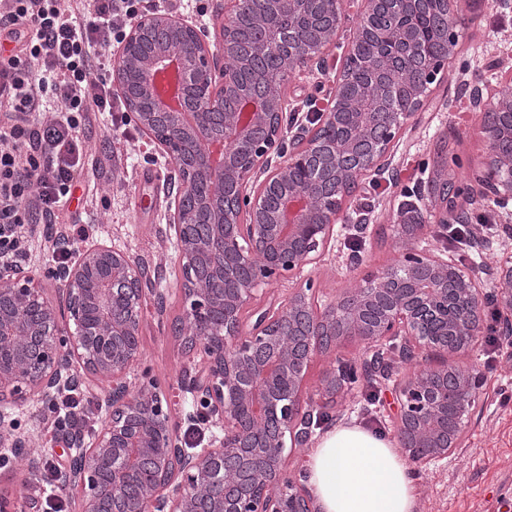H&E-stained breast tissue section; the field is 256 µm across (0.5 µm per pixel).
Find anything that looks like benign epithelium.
<instances>
[{
	"instance_id": "7a95c632",
	"label": "benign epithelium",
	"mask_w": 512,
	"mask_h": 512,
	"mask_svg": "<svg viewBox=\"0 0 512 512\" xmlns=\"http://www.w3.org/2000/svg\"><path fill=\"white\" fill-rule=\"evenodd\" d=\"M427 0H362L352 45L375 39L369 82L361 88L342 74L336 104L312 114L288 136V159L274 152L285 128L281 89L259 99L238 86L236 66L224 53L239 29L250 27L265 49L287 50L291 70L311 66L335 44L342 0H224L233 22L219 43L167 12L137 19L112 63V84L125 93L136 77L153 111L137 112L143 134L172 159L179 191L172 224L183 274L184 337L200 348L203 363L165 395L128 376L140 361L139 336L149 269L104 243L77 249L56 277L75 329L44 298L23 261H0V338L26 336L24 350L0 349V447L18 448L10 410L38 398L47 404L78 381L97 387L106 418L99 428L64 437L73 451L57 474L58 488L77 492V512H318L307 488L288 468L286 448H304L317 409L303 405V385L313 359L356 337L372 350L358 368L340 365L327 374L323 394L334 397L359 372L384 371L378 346L400 337L403 363L423 351L458 354L483 331L494 306L512 335V258L495 262L500 288L488 293L455 260L416 247L423 229L403 210L393 228L398 261L354 292L324 308L311 282L273 312L254 306L259 286L283 272L315 264L328 247L358 181L396 172L392 148L417 115L428 92L400 83L393 59L422 51L416 15ZM220 71L221 83L202 74ZM236 92L246 112H215L202 101ZM488 147L484 171L475 177L482 197L506 209L512 204V101L484 98ZM418 187L428 219L442 226L460 221L461 192ZM484 373L446 361L415 369L395 389V435L415 469L448 458L465 439L466 421L478 404ZM190 393L203 421L224 430L197 453L184 448L170 409ZM37 499L0 497V512H32Z\"/></svg>"
}]
</instances>
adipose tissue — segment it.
I'll return each instance as SVG.
<instances>
[{
	"label": "adipose tissue",
	"mask_w": 512,
	"mask_h": 512,
	"mask_svg": "<svg viewBox=\"0 0 512 512\" xmlns=\"http://www.w3.org/2000/svg\"><path fill=\"white\" fill-rule=\"evenodd\" d=\"M306 482L321 512H418L413 472L390 440L353 421L318 438Z\"/></svg>",
	"instance_id": "obj_1"
}]
</instances>
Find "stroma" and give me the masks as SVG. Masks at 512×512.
I'll list each match as a JSON object with an SVG mask.
<instances>
[{
	"label": "stroma",
	"instance_id": "stroma-1",
	"mask_svg": "<svg viewBox=\"0 0 512 512\" xmlns=\"http://www.w3.org/2000/svg\"><path fill=\"white\" fill-rule=\"evenodd\" d=\"M454 9L457 44L411 127L393 148L397 180L377 187L366 177L354 194L356 209L370 211L372 223L356 232L357 216L349 214L320 262L306 267L301 276L283 274L263 284L260 308L286 302L306 280L312 281L319 302L330 303L362 286L370 274L392 265L400 255L392 223L404 203L403 190L430 181L438 173L449 174L465 188L460 202L484 246L459 253L447 233H435L430 227L423 230L418 244L460 259L461 269L473 274L482 287H494L486 260L512 257V237L500 230L488 233L485 226L510 223L512 215L482 199L473 180L486 161L487 144L483 114L472 106L469 94L478 86L485 95L495 97L503 87H512V7L502 6L501 0H455ZM146 10L179 15L213 40L219 35L216 23L224 16V0H147ZM360 13L359 0H344L337 42L324 53L321 69L291 72L284 88L288 103L284 125L293 128L304 123L312 100L334 98ZM81 137L85 156L80 183L59 220L85 228L87 241L112 245L157 270L153 289L146 294L142 359L130 379L136 386L154 381L160 392L169 393L192 364L182 337L172 329L185 308L178 250L169 227L173 200L169 178L174 165L146 138L129 111L90 113ZM27 266L47 300L62 306L54 265L40 237L30 241ZM501 326L494 309H487L486 328L478 343L453 358L460 368L479 367L486 382L479 407L467 422L462 447L420 472L416 486L419 512H512V346L497 336ZM364 356L363 344L350 339L317 356L308 370L305 397L316 396L326 374L341 363H358ZM196 411L197 404L189 396L171 411L179 433L185 434L192 449L207 447L216 433L214 427L195 420ZM326 411L332 422L353 420L386 437L394 435L391 383L361 380L346 385L327 403ZM12 417L27 444L22 456L0 467V496L13 500L32 494L40 505L57 504L63 512H75L73 499L59 491L55 477L69 462L61 440L55 437L56 414L37 403L15 408ZM33 457L39 461L34 472L28 469Z\"/></svg>",
	"mask_w": 512,
	"mask_h": 512
}]
</instances>
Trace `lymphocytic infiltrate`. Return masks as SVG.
Instances as JSON below:
<instances>
[{
	"mask_svg": "<svg viewBox=\"0 0 512 512\" xmlns=\"http://www.w3.org/2000/svg\"><path fill=\"white\" fill-rule=\"evenodd\" d=\"M142 0H0V260L26 227L56 226L82 157L91 112H116L112 47Z\"/></svg>",
	"mask_w": 512,
	"mask_h": 512,
	"instance_id": "lymphocytic-infiltrate-1",
	"label": "lymphocytic infiltrate"
}]
</instances>
